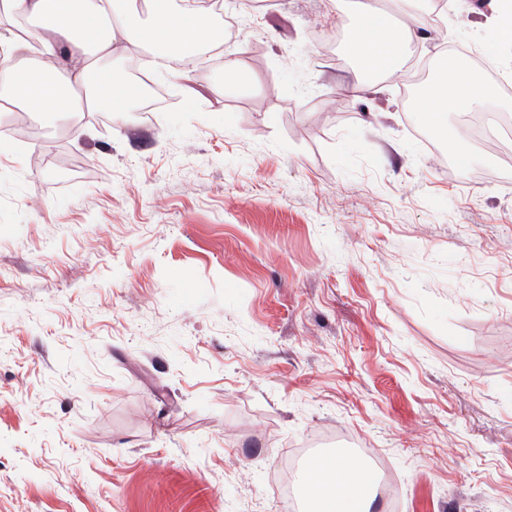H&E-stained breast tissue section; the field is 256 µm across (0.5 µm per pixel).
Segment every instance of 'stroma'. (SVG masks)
<instances>
[{
    "label": "stroma",
    "mask_w": 512,
    "mask_h": 512,
    "mask_svg": "<svg viewBox=\"0 0 512 512\" xmlns=\"http://www.w3.org/2000/svg\"><path fill=\"white\" fill-rule=\"evenodd\" d=\"M489 2L411 0L420 57L501 55ZM228 12L249 87L204 58L83 135L6 119L0 512H285L305 445L298 480L383 461L371 512H512V144L452 112L428 152L400 83L314 42L327 0Z\"/></svg>",
    "instance_id": "stroma-1"
}]
</instances>
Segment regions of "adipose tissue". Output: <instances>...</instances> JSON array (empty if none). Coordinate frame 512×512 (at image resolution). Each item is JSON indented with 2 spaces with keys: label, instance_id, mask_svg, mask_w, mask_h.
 Listing matches in <instances>:
<instances>
[{
  "label": "adipose tissue",
  "instance_id": "ef3b65f1",
  "mask_svg": "<svg viewBox=\"0 0 512 512\" xmlns=\"http://www.w3.org/2000/svg\"><path fill=\"white\" fill-rule=\"evenodd\" d=\"M218 29L204 0H158L144 15L129 12L125 0H0V116L20 108L48 122L68 118L82 129L84 113L123 112L131 102L125 79H93L101 60L138 48L172 59L213 45ZM345 37L361 67L379 73L394 65L414 31L389 24L373 0H362ZM419 93V111L441 134L449 111H474L484 98L462 66L432 78ZM376 489L374 469L338 455L304 493L312 512H369Z\"/></svg>",
  "mask_w": 512,
  "mask_h": 512
}]
</instances>
